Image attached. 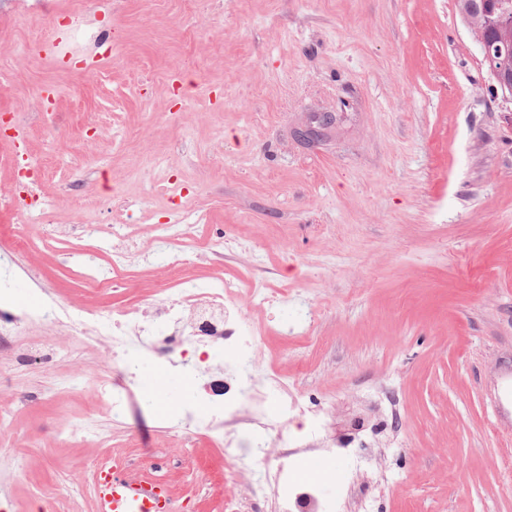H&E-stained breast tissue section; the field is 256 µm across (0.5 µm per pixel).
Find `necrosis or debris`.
I'll list each match as a JSON object with an SVG mask.
<instances>
[{
    "label": "necrosis or debris",
    "instance_id": "4bbe7bcc",
    "mask_svg": "<svg viewBox=\"0 0 512 512\" xmlns=\"http://www.w3.org/2000/svg\"><path fill=\"white\" fill-rule=\"evenodd\" d=\"M39 178L34 169L16 165L15 185L8 196L0 198V209L14 218L9 236L15 248L27 245L24 225H42L46 242H69L80 249L81 238L67 226L50 221L44 201L37 190ZM204 216L191 202H184L175 219L155 225L154 248L166 267L186 270L195 264V252H215L223 249L224 239L205 234L199 236L194 251H174L173 244L181 239L186 229L199 227ZM93 239L102 243V258L88 267L89 277L102 285L111 284L115 276H139L150 259L141 252L130 235L128 223L109 224L94 229ZM15 274L11 267L0 268V339L14 335L25 326L39 322H59L62 307L56 301L44 300L35 306H19L13 301ZM240 280L223 272H204L192 280L193 293L185 298L170 292L151 300L148 304L129 303L108 308H85L74 325L75 333L109 335L115 362L113 375L96 387L99 405L107 407L113 415L125 411L128 393L122 363L138 349H150L156 355L187 354L199 335H206L211 345L230 346L233 354L229 364L234 385L225 389L224 407L206 409L198 416L200 424L212 440L222 444L224 464L235 472L247 471L253 476L245 493L252 501L265 499L271 487L283 486L289 470L309 454H322V447L289 448L288 438L278 435L276 445L280 452L269 455L264 448L250 450L238 448L235 439L224 436V427L239 423L241 408L250 403L256 383L253 352L260 343L250 320L239 316L233 309Z\"/></svg>",
    "mask_w": 512,
    "mask_h": 512
}]
</instances>
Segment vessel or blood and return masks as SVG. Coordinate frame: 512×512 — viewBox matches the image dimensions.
Instances as JSON below:
<instances>
[{
    "label": "vessel or blood",
    "instance_id": "1",
    "mask_svg": "<svg viewBox=\"0 0 512 512\" xmlns=\"http://www.w3.org/2000/svg\"><path fill=\"white\" fill-rule=\"evenodd\" d=\"M95 512H170L165 486L139 476L123 462L106 464L97 476Z\"/></svg>",
    "mask_w": 512,
    "mask_h": 512
}]
</instances>
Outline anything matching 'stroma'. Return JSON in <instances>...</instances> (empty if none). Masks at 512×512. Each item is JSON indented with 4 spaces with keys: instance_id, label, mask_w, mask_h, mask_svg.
Returning <instances> with one entry per match:
<instances>
[{
    "instance_id": "1",
    "label": "stroma",
    "mask_w": 512,
    "mask_h": 512,
    "mask_svg": "<svg viewBox=\"0 0 512 512\" xmlns=\"http://www.w3.org/2000/svg\"><path fill=\"white\" fill-rule=\"evenodd\" d=\"M83 14L99 42L60 22ZM56 122L31 116L44 88ZM334 112L329 140L298 144L294 127ZM21 114V143L0 142L41 171L55 223L87 230L137 214L152 227L180 206L166 176L184 180L214 233L235 238L199 263L240 275L235 304L262 342L258 379L280 376L307 405L288 424L313 441L376 408L386 421L372 466L343 454L318 480L336 512H512V421L497 401L512 372V100L497 91L456 0H0V113ZM0 263L17 269L18 301L74 308L97 288L86 252L47 250L36 228ZM156 266L115 278L113 302L161 289L188 292ZM301 295L310 320L266 315L251 288ZM104 336L59 323L0 343V512H94L88 458L135 438L130 467L170 485L176 512H226L205 491L193 456L219 449L206 432L142 397L156 358L126 364L123 416L97 408L111 374ZM80 384L58 393L56 377ZM92 416L101 444L70 439L66 420ZM86 483L71 497L75 482Z\"/></svg>"
}]
</instances>
